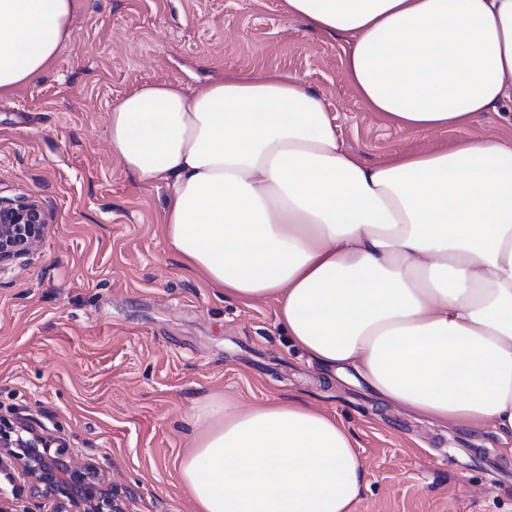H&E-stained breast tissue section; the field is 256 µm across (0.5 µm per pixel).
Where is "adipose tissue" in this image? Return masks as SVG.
Returning <instances> with one entry per match:
<instances>
[{"label":"adipose tissue","instance_id":"obj_1","mask_svg":"<svg viewBox=\"0 0 512 512\" xmlns=\"http://www.w3.org/2000/svg\"><path fill=\"white\" fill-rule=\"evenodd\" d=\"M345 39L347 77L398 128L501 132L365 164L295 76L145 84L110 114L112 152L167 182L165 236L206 285L272 300L294 346L392 404L492 426L512 458V0H285ZM74 0H0V95L42 74ZM179 470L196 512H354L350 432L294 401L192 419Z\"/></svg>","mask_w":512,"mask_h":512}]
</instances>
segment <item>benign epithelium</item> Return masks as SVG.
<instances>
[{"label": "benign epithelium", "mask_w": 512, "mask_h": 512, "mask_svg": "<svg viewBox=\"0 0 512 512\" xmlns=\"http://www.w3.org/2000/svg\"><path fill=\"white\" fill-rule=\"evenodd\" d=\"M46 223L39 204L0 198V266L26 254ZM22 430L0 422V448L10 449L9 458L21 465L32 498L54 503L51 512H121L89 467L74 461L64 447L36 433L24 437Z\"/></svg>", "instance_id": "7a95c632"}]
</instances>
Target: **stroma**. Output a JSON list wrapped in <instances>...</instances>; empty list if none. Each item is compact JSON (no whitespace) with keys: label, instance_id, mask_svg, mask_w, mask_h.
<instances>
[{"label":"stroma","instance_id":"stroma-1","mask_svg":"<svg viewBox=\"0 0 512 512\" xmlns=\"http://www.w3.org/2000/svg\"><path fill=\"white\" fill-rule=\"evenodd\" d=\"M342 38L284 0H77L43 75L0 96V197L51 218L0 270V418L93 466L124 512H194L179 481L190 416L228 398L294 399L352 434L366 479L354 512H512V463L494 429L442 425L381 398L354 371L310 361L277 322L207 287L163 232L170 190L113 156L110 112L144 83L186 89L228 70L295 75L369 164L496 129L410 132L352 91Z\"/></svg>","mask_w":512,"mask_h":512}]
</instances>
